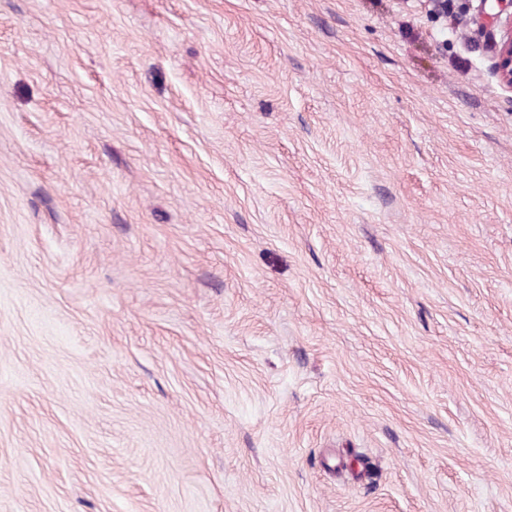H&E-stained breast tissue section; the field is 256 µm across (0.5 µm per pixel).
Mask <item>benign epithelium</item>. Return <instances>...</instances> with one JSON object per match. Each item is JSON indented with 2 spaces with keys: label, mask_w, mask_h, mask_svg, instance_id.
<instances>
[{
  "label": "benign epithelium",
  "mask_w": 512,
  "mask_h": 512,
  "mask_svg": "<svg viewBox=\"0 0 512 512\" xmlns=\"http://www.w3.org/2000/svg\"><path fill=\"white\" fill-rule=\"evenodd\" d=\"M477 13L492 74L512 94V0H479Z\"/></svg>",
  "instance_id": "benign-epithelium-1"
}]
</instances>
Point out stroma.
<instances>
[{
    "label": "stroma",
    "mask_w": 512,
    "mask_h": 512,
    "mask_svg": "<svg viewBox=\"0 0 512 512\" xmlns=\"http://www.w3.org/2000/svg\"><path fill=\"white\" fill-rule=\"evenodd\" d=\"M469 18L0 0V512H512Z\"/></svg>",
    "instance_id": "35a3bbf8"
}]
</instances>
